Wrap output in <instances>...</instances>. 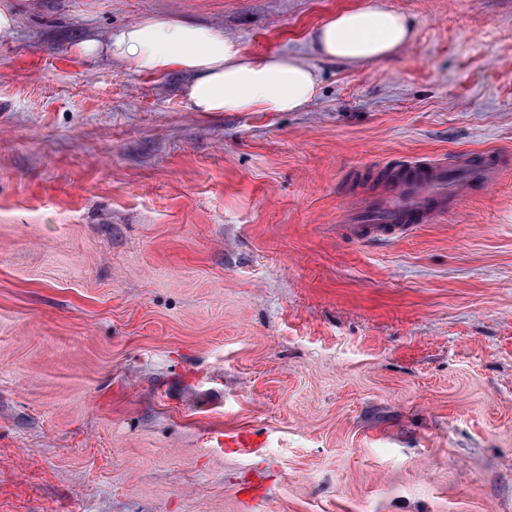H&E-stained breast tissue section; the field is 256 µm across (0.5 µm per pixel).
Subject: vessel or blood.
<instances>
[{
    "label": "vessel or blood",
    "mask_w": 512,
    "mask_h": 512,
    "mask_svg": "<svg viewBox=\"0 0 512 512\" xmlns=\"http://www.w3.org/2000/svg\"><path fill=\"white\" fill-rule=\"evenodd\" d=\"M475 170L472 164L451 169L435 162L414 166L411 173L388 187L371 207L352 206L340 229L358 239H391L409 234L429 215V204L445 207L458 201Z\"/></svg>",
    "instance_id": "b4317fda"
}]
</instances>
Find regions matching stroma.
<instances>
[{"mask_svg":"<svg viewBox=\"0 0 512 512\" xmlns=\"http://www.w3.org/2000/svg\"><path fill=\"white\" fill-rule=\"evenodd\" d=\"M361 2L13 0L0 512H512V0H379L396 58L311 54ZM159 14L302 59L316 98L195 112L183 73L77 49ZM485 150L507 175L409 235L339 231L384 173Z\"/></svg>","mask_w":512,"mask_h":512,"instance_id":"35a3bbf8","label":"stroma"}]
</instances>
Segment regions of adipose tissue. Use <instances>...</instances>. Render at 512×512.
Instances as JSON below:
<instances>
[{
	"label": "adipose tissue",
	"mask_w": 512,
	"mask_h": 512,
	"mask_svg": "<svg viewBox=\"0 0 512 512\" xmlns=\"http://www.w3.org/2000/svg\"><path fill=\"white\" fill-rule=\"evenodd\" d=\"M414 29L401 14L367 0L332 14L310 35L319 57L347 63L397 55ZM80 50L131 61L136 72L187 75L183 95L196 112H297L317 95V73L288 54L247 56L222 29L168 15L145 17L107 41L90 37Z\"/></svg>",
	"instance_id": "adipose-tissue-1"
}]
</instances>
